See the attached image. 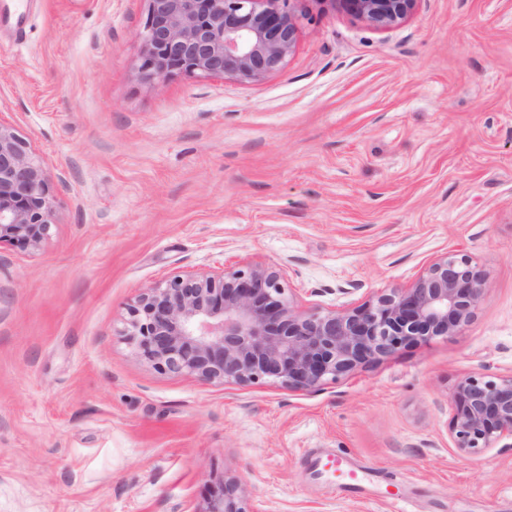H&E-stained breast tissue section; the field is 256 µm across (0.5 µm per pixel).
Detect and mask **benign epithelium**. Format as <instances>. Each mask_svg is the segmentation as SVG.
<instances>
[{
	"instance_id": "1",
	"label": "benign epithelium",
	"mask_w": 512,
	"mask_h": 512,
	"mask_svg": "<svg viewBox=\"0 0 512 512\" xmlns=\"http://www.w3.org/2000/svg\"><path fill=\"white\" fill-rule=\"evenodd\" d=\"M299 0H148L138 72L145 82L204 74L259 82L293 51ZM377 29L401 24L417 0H344ZM50 176L27 138L0 122V241L38 247L53 224ZM280 268L248 265L171 278L129 308L127 335L154 368L246 386L262 380L316 393L412 344L460 331L485 290L464 256L434 260L408 286L339 309L302 310ZM462 457L512 447V375H469L449 424ZM202 512H258L243 480L216 487Z\"/></svg>"
}]
</instances>
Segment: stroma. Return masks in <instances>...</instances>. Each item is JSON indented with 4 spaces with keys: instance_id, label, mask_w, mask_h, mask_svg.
Segmentation results:
<instances>
[{
    "instance_id": "35a3bbf8",
    "label": "stroma",
    "mask_w": 512,
    "mask_h": 512,
    "mask_svg": "<svg viewBox=\"0 0 512 512\" xmlns=\"http://www.w3.org/2000/svg\"><path fill=\"white\" fill-rule=\"evenodd\" d=\"M147 0H0V121L68 186L35 249L0 243V512H512V447L459 457L453 388L512 374V0H417L379 30L300 0L259 82L147 83ZM467 257L462 330L325 385L156 370L125 330L147 288L262 264L338 308ZM374 467L354 493L310 457ZM250 495L243 480L224 478L212 492L203 512H261L250 503Z\"/></svg>"
}]
</instances>
